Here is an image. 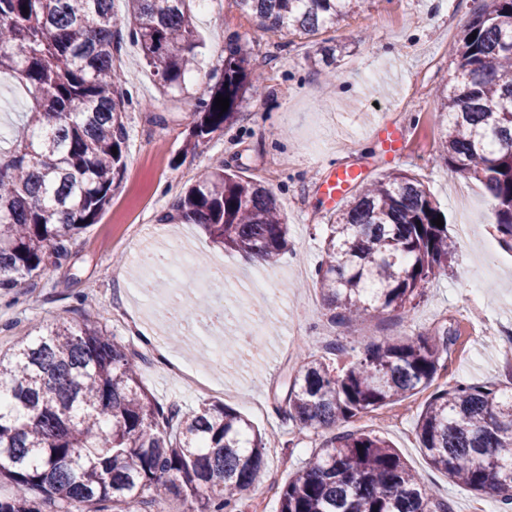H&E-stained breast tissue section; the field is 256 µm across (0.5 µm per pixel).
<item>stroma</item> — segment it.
<instances>
[{
	"instance_id": "stroma-1",
	"label": "stroma",
	"mask_w": 512,
	"mask_h": 512,
	"mask_svg": "<svg viewBox=\"0 0 512 512\" xmlns=\"http://www.w3.org/2000/svg\"><path fill=\"white\" fill-rule=\"evenodd\" d=\"M483 2L368 0L363 12L326 34L352 46L337 63L340 78L332 89L324 70L310 63L322 40L263 30L235 0H211L208 9L196 11L205 46L201 72L188 80L185 93L163 92L138 47L124 43L119 65L133 103L125 119L122 186L96 224L74 236L61 264L0 295V351L40 326L78 323L84 312H98L111 334L144 356L140 378L158 402L177 404L187 416L202 403H222L265 434V468L245 494L243 512H277L279 489L327 436L323 430L300 434L276 411L274 394L287 381L298 350L321 355L330 340L357 348L366 336L396 339L444 330L453 353L436 388L459 382L512 388V357L505 355L502 339L512 329V251L498 242L481 184L462 180L435 158L445 125L436 88L452 77L457 41ZM231 34L238 35L260 80L245 93L236 124L188 147L209 79L224 67V42ZM27 108L20 86L1 77L0 124L22 132ZM384 122L406 133L400 155L386 152L374 134ZM221 165L276 195L289 247L275 265H256L213 244L200 226L168 220L176 198L201 173ZM342 165L362 170L369 180L399 169L411 172L448 219L456 244L452 262L427 284L410 321L386 310L363 322L333 325L324 314L315 270L334 205L322 184ZM460 180L468 187L463 198L454 189ZM180 240L196 255L223 263L227 289L244 303L239 323L250 327L254 311L266 314L263 341L244 366L224 369L204 351L186 324L171 317L163 269L144 272L147 250L169 254ZM147 334L162 344L167 359L144 343ZM429 398V391H421L341 428L389 440L452 512H501L495 497L474 493L427 465L415 427Z\"/></svg>"
}]
</instances>
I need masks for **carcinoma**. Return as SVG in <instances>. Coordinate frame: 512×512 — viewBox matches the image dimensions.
<instances>
[{
	"mask_svg": "<svg viewBox=\"0 0 512 512\" xmlns=\"http://www.w3.org/2000/svg\"><path fill=\"white\" fill-rule=\"evenodd\" d=\"M114 2L0 0V73L16 77L29 100L28 133L0 152L1 293L66 257L121 187L132 104L117 64L124 36L165 92H184L199 71L194 0H124L122 14ZM235 2L270 32L313 37L367 0ZM345 50L323 46L314 65L329 67ZM253 82L231 34L193 145L234 125ZM220 95L229 98L224 113L215 107ZM439 101L448 117L439 158L482 185L499 241L512 249V0H487L470 20ZM173 208L227 250L268 263L288 250L273 194L229 167L208 171ZM440 213L406 171L360 182L328 219L317 283L329 320L388 309L408 315L455 251L448 225L433 224ZM446 354V331L371 338L340 368L304 352L278 410L301 431L334 430L430 387ZM416 437L434 469L512 506V393L467 383L437 391ZM265 453V438L232 408L204 403L183 418L153 399L134 355L88 317L42 328L0 354V483L13 487L0 495V512H151L167 492L182 512H241ZM278 512L451 509L388 440L343 432L288 479Z\"/></svg>",
	"mask_w": 512,
	"mask_h": 512,
	"instance_id": "obj_1",
	"label": "carcinoma"
}]
</instances>
